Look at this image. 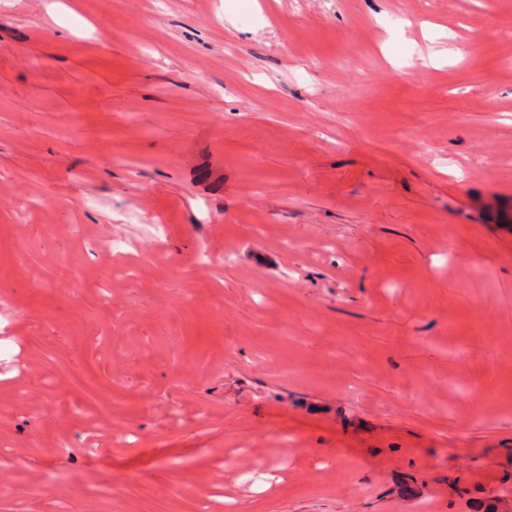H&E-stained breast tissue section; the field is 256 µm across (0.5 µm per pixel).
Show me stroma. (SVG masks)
I'll list each match as a JSON object with an SVG mask.
<instances>
[{
	"label": "stroma",
	"mask_w": 512,
	"mask_h": 512,
	"mask_svg": "<svg viewBox=\"0 0 512 512\" xmlns=\"http://www.w3.org/2000/svg\"><path fill=\"white\" fill-rule=\"evenodd\" d=\"M4 327L0 512H512V0H0Z\"/></svg>",
	"instance_id": "obj_1"
}]
</instances>
